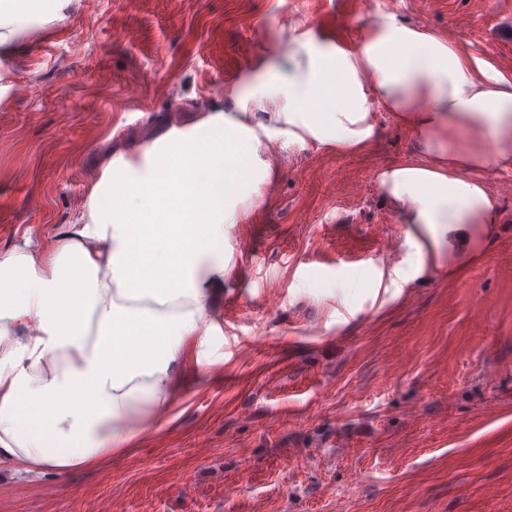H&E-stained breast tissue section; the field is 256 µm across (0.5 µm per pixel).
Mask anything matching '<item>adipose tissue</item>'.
<instances>
[{
	"label": "adipose tissue",
	"mask_w": 512,
	"mask_h": 512,
	"mask_svg": "<svg viewBox=\"0 0 512 512\" xmlns=\"http://www.w3.org/2000/svg\"><path fill=\"white\" fill-rule=\"evenodd\" d=\"M274 86L287 87L288 102L268 119L293 143L365 150L374 100L409 129L410 155L377 179L419 238L462 251L472 225L500 223L489 180L512 171V83L487 77L460 46L395 23L351 48L292 37L287 70L259 76L247 98L262 103ZM202 132L151 150L149 175L104 170L52 247L28 237L0 253V462L36 475L95 467L128 442L122 422L146 405L169 407L175 342L206 315L200 277L211 236L244 184L271 171L246 116L225 117L222 143H212L211 126ZM164 198L178 223L159 250L168 273L144 283L136 221ZM143 327L154 341L120 354Z\"/></svg>",
	"instance_id": "1"
}]
</instances>
